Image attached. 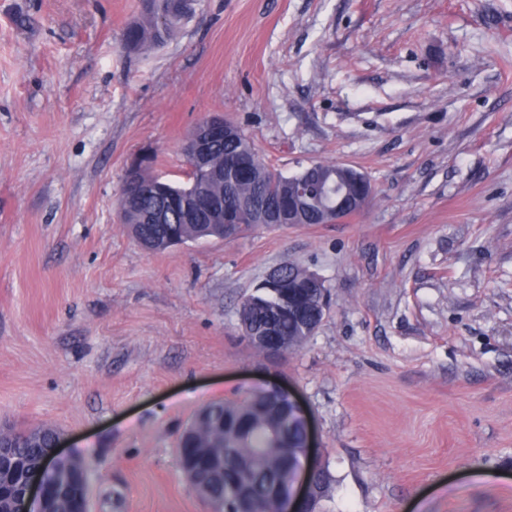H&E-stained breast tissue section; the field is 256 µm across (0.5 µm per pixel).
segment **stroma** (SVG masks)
Here are the masks:
<instances>
[{
	"mask_svg": "<svg viewBox=\"0 0 512 512\" xmlns=\"http://www.w3.org/2000/svg\"><path fill=\"white\" fill-rule=\"evenodd\" d=\"M140 6L0 0V422L57 429L90 512H210L180 432L276 384L334 477L322 512H512V0H197L129 54ZM213 113L284 174L355 166L373 204L145 251L125 168L187 181ZM286 261L331 305L270 359L237 310ZM67 467L71 471L72 483L67 493H72L75 498L86 494L88 496V474L85 461L79 457H72Z\"/></svg>",
	"mask_w": 512,
	"mask_h": 512,
	"instance_id": "stroma-1",
	"label": "stroma"
}]
</instances>
